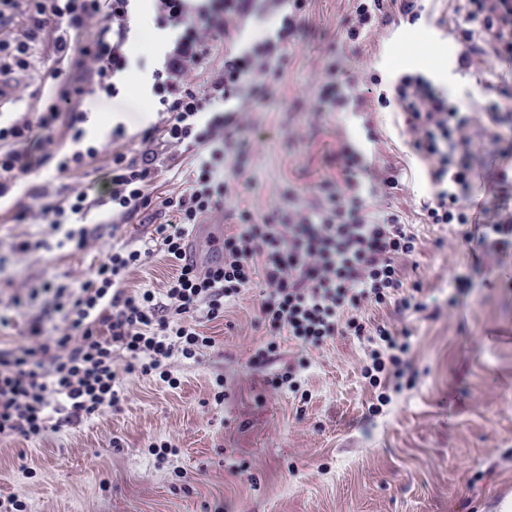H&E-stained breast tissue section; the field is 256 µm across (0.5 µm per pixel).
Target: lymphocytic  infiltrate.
Wrapping results in <instances>:
<instances>
[{"label":"lymphocytic infiltrate","mask_w":512,"mask_h":512,"mask_svg":"<svg viewBox=\"0 0 512 512\" xmlns=\"http://www.w3.org/2000/svg\"><path fill=\"white\" fill-rule=\"evenodd\" d=\"M131 2L0 0V30L21 7L31 21L26 39H0V73L27 68L32 41L49 27L57 55L38 112L0 122V198L49 162L66 172L97 157L95 146L81 144L85 115L75 105L121 93L119 79L134 55ZM152 2L154 23L169 38L151 87L163 126L144 130L142 139L159 134L196 154L188 187L161 202L173 221L155 227L157 249L175 272L162 293L129 289V273L157 249L124 247L83 282L45 281L42 289L59 325L31 323L21 345L0 340V440H39L120 410L121 374L170 381L174 360L198 363L215 347L199 330L202 320L223 318L226 302L257 286L260 319L272 338L286 337L306 352L339 336L367 338L371 349L363 374L382 387L377 401L387 405L386 388L400 390L401 379L413 372L409 332L388 321L372 322L368 312L390 304L412 308L414 296L402 291L399 262L416 249L415 234L398 215L370 209V200L396 185L388 169H370L362 155L342 146L336 159L345 186L328 193L325 202L303 205L286 193L261 219L241 213L224 237L221 260L202 269L187 256L191 229L222 210L229 178L249 167L236 139L237 114L268 99L267 78L296 46L307 0ZM257 8L273 19L274 29L243 41L244 24ZM427 14L425 0H354L346 38L359 45L389 25H413ZM436 23L456 48L460 74L483 84L481 99L461 102L415 70L386 83L375 74L342 76L340 66L330 63L314 86L313 109L362 112L373 105L401 112L408 143L426 166L425 223L456 225L462 243L476 236L497 254L512 246V209H489L477 197L476 181L482 169L512 160V111L501 104L512 98V84L496 78L499 68L512 67V0H448L447 16ZM75 33L84 34V41L73 43ZM223 44L228 50L221 66L211 67ZM193 71L205 72L203 86L189 83ZM62 126L77 150L62 153L56 136ZM153 175L149 160L113 151L95 190L77 188L60 198L51 183L37 186L45 201L41 216L62 231L63 244L84 249L89 211L108 205L131 217L150 208Z\"/></svg>","instance_id":"lymphocytic-infiltrate-1"}]
</instances>
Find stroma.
I'll return each mask as SVG.
<instances>
[{
	"label": "stroma",
	"mask_w": 512,
	"mask_h": 512,
	"mask_svg": "<svg viewBox=\"0 0 512 512\" xmlns=\"http://www.w3.org/2000/svg\"><path fill=\"white\" fill-rule=\"evenodd\" d=\"M352 6L308 0L307 27L272 99L238 115L250 167L231 180L223 213L195 227L193 259L201 268L220 259L215 241L232 230L239 211L262 217L280 205L285 187L312 201L342 186L336 151L343 143L359 150L398 180L376 209L398 214L417 236L401 276L405 289L420 286L422 309L371 313L372 321L410 331L414 377L372 414L375 390L361 372L368 343L339 336L307 355L298 392L273 391L271 379L286 371L296 349L282 344L274 366L250 365L267 340L258 321L262 291L253 288L225 305L223 319L203 324L216 346L202 363L175 365V385L128 376L121 411L39 441L0 442V495L24 498L28 512H504L501 499L512 493V250L476 267L454 225L424 222L423 165L394 112H314L307 96L332 59L349 76L373 71L388 81L422 71L462 100L479 88L455 73L451 42L424 20L350 47L344 28ZM148 15L141 10L132 21L137 52L125 99L83 103V142L99 148L97 160L70 175L46 166L0 200L1 303L50 277L84 281L111 247H143L166 222L153 207L129 220L97 207L85 220L88 247L73 252L56 248V236L36 218L43 200L27 194L52 177L66 186L97 183L111 152L138 158L148 148L142 133L159 122L149 101L152 71L164 53ZM54 66V36L46 30L28 68L0 79L14 87L0 118L34 111ZM118 125L125 129L120 139L112 136ZM149 148L160 164L154 196L177 195L186 187L189 153L159 137ZM23 209L29 216L21 220ZM41 239L49 248L38 247ZM23 240L35 249L17 253ZM467 271L474 286L459 307H449L455 278Z\"/></svg>",
	"instance_id": "1"
}]
</instances>
